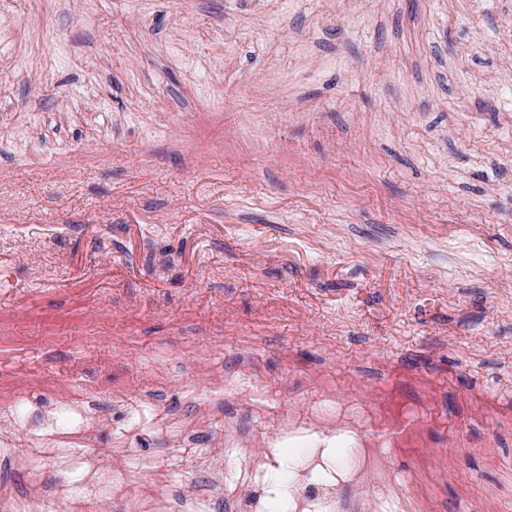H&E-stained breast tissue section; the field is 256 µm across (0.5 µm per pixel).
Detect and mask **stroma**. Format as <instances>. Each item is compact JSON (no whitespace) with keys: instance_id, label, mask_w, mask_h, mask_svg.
Returning <instances> with one entry per match:
<instances>
[{"instance_id":"stroma-1","label":"stroma","mask_w":512,"mask_h":512,"mask_svg":"<svg viewBox=\"0 0 512 512\" xmlns=\"http://www.w3.org/2000/svg\"><path fill=\"white\" fill-rule=\"evenodd\" d=\"M470 2L0 0V406L90 393L155 481L125 403L220 448L361 384L328 471L389 398L425 512H512V0Z\"/></svg>"}]
</instances>
